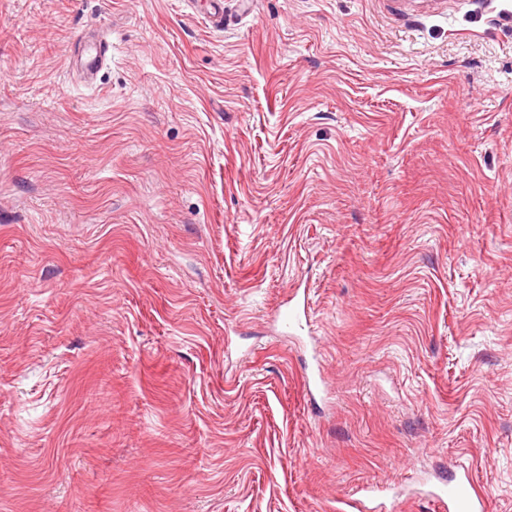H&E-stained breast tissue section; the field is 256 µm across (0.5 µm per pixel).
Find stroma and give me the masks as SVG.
<instances>
[{
  "mask_svg": "<svg viewBox=\"0 0 512 512\" xmlns=\"http://www.w3.org/2000/svg\"><path fill=\"white\" fill-rule=\"evenodd\" d=\"M209 2L0 0V512H512V0ZM83 50L87 55L85 63V79L88 82H92L102 64L112 56V44L100 39L92 45H84ZM299 289L295 291L294 296L286 303V308L280 313L284 326L288 329L302 330L308 325L309 319V296L306 288L303 290V297L297 300ZM295 300L293 303H291ZM453 476L448 483H442L431 496L436 511L483 512L486 511L487 497L482 487L468 474L463 465L449 467Z\"/></svg>",
  "mask_w": 512,
  "mask_h": 512,
  "instance_id": "1",
  "label": "stroma"
}]
</instances>
